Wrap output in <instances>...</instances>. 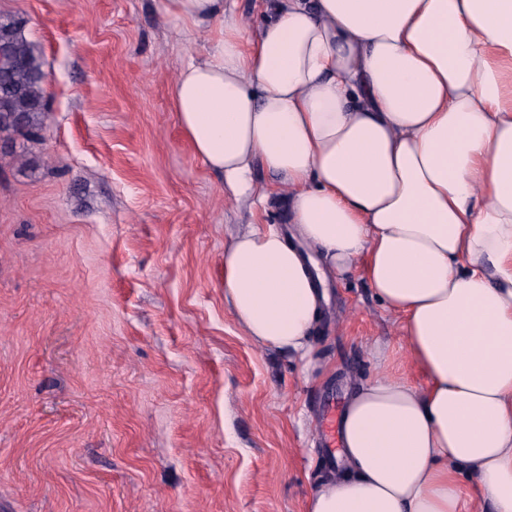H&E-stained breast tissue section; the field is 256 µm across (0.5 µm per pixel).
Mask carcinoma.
I'll list each match as a JSON object with an SVG mask.
<instances>
[{"label":"carcinoma","mask_w":512,"mask_h":512,"mask_svg":"<svg viewBox=\"0 0 512 512\" xmlns=\"http://www.w3.org/2000/svg\"><path fill=\"white\" fill-rule=\"evenodd\" d=\"M45 80L23 21L0 22V133L39 128L46 112Z\"/></svg>","instance_id":"1"}]
</instances>
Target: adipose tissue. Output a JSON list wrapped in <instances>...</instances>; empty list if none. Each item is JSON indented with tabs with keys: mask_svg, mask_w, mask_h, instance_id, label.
<instances>
[{
	"mask_svg": "<svg viewBox=\"0 0 512 512\" xmlns=\"http://www.w3.org/2000/svg\"><path fill=\"white\" fill-rule=\"evenodd\" d=\"M159 0L210 48L171 84L177 125L233 201L282 179L291 237L224 248V301L258 347L308 363L319 268L363 271L417 385L391 371L341 416L345 468L307 512H512V0ZM319 261H312L311 252Z\"/></svg>",
	"mask_w": 512,
	"mask_h": 512,
	"instance_id": "1",
	"label": "adipose tissue"
}]
</instances>
